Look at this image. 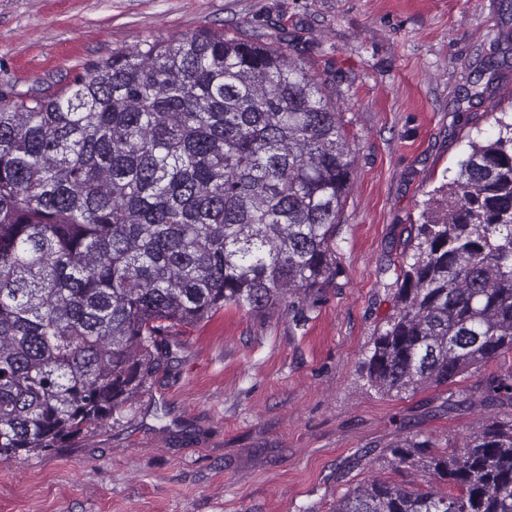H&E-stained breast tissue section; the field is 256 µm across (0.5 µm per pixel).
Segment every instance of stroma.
I'll return each mask as SVG.
<instances>
[{"instance_id":"stroma-1","label":"stroma","mask_w":512,"mask_h":512,"mask_svg":"<svg viewBox=\"0 0 512 512\" xmlns=\"http://www.w3.org/2000/svg\"><path fill=\"white\" fill-rule=\"evenodd\" d=\"M277 23L336 80L355 157L341 276L301 323L217 312L105 426L1 462L0 512H332L373 479L427 487L385 461L406 439L442 451L512 414L480 404L512 353L399 397L360 368L427 203L470 141L512 122V0H0V89L50 95L98 59L203 28L269 43ZM483 70L492 86L467 99Z\"/></svg>"}]
</instances>
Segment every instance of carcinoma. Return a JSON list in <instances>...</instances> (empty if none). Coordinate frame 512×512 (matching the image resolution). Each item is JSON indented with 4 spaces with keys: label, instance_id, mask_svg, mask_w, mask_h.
Returning <instances> with one entry per match:
<instances>
[{
    "label": "carcinoma",
    "instance_id": "obj_1",
    "mask_svg": "<svg viewBox=\"0 0 512 512\" xmlns=\"http://www.w3.org/2000/svg\"><path fill=\"white\" fill-rule=\"evenodd\" d=\"M194 32L115 52L53 95L0 90V461L106 424L178 337L234 306L307 321L341 270L354 157L293 55ZM423 214L361 374L399 396L512 351V122ZM512 403V375L483 405ZM390 449L448 492L374 479L333 512H512V416L448 451Z\"/></svg>",
    "mask_w": 512,
    "mask_h": 512
}]
</instances>
